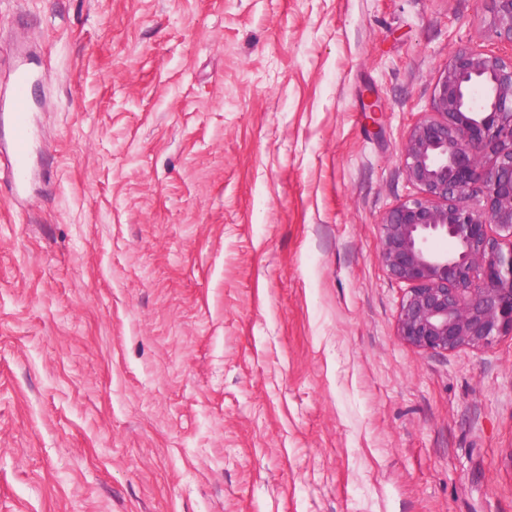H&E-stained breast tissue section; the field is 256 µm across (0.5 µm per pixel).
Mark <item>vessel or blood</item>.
Masks as SVG:
<instances>
[{
    "mask_svg": "<svg viewBox=\"0 0 512 512\" xmlns=\"http://www.w3.org/2000/svg\"><path fill=\"white\" fill-rule=\"evenodd\" d=\"M45 79L31 61L18 58L11 67L9 88L0 91V190L11 200L23 199L30 180L29 159L34 146L31 113L36 87Z\"/></svg>",
    "mask_w": 512,
    "mask_h": 512,
    "instance_id": "1",
    "label": "vessel or blood"
}]
</instances>
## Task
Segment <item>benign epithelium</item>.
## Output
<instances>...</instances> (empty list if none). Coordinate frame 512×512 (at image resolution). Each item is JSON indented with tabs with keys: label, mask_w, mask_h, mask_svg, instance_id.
Wrapping results in <instances>:
<instances>
[{
	"label": "benign epithelium",
	"mask_w": 512,
	"mask_h": 512,
	"mask_svg": "<svg viewBox=\"0 0 512 512\" xmlns=\"http://www.w3.org/2000/svg\"><path fill=\"white\" fill-rule=\"evenodd\" d=\"M493 2L512 41V0ZM403 157L417 196L380 221V261L409 285L397 335L435 353L489 347L512 334V54L455 50Z\"/></svg>",
	"instance_id": "7a95c632"
}]
</instances>
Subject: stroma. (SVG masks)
<instances>
[{
  "label": "stroma",
  "instance_id": "stroma-1",
  "mask_svg": "<svg viewBox=\"0 0 512 512\" xmlns=\"http://www.w3.org/2000/svg\"><path fill=\"white\" fill-rule=\"evenodd\" d=\"M464 46L492 0H0V512H512V335L408 345L379 258ZM10 87L0 93L1 190L14 202L24 198L30 180L29 159L34 146L31 113L37 101L33 90L46 79L36 74L32 62L16 58Z\"/></svg>",
  "mask_w": 512,
  "mask_h": 512
}]
</instances>
